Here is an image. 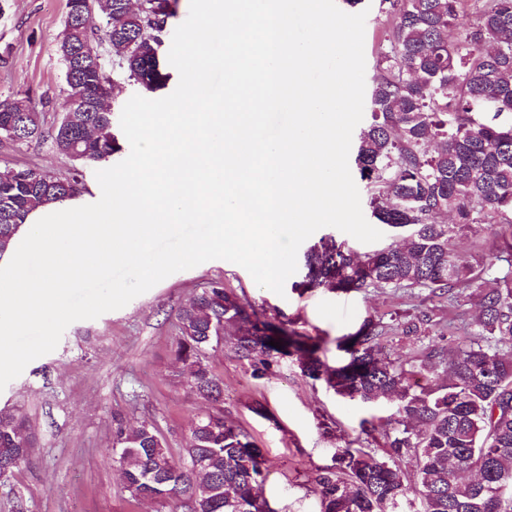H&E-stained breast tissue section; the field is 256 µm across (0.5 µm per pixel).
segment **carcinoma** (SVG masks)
I'll return each instance as SVG.
<instances>
[{
  "label": "carcinoma",
  "mask_w": 512,
  "mask_h": 512,
  "mask_svg": "<svg viewBox=\"0 0 512 512\" xmlns=\"http://www.w3.org/2000/svg\"><path fill=\"white\" fill-rule=\"evenodd\" d=\"M463 0H381L393 18L368 96L369 125L355 163L368 188L372 217L403 244L358 255L331 238L304 253L299 286L329 291L360 288L427 289L448 297L465 336L426 353L420 364L383 355V336H426L428 313L403 321H367L337 347L346 361L330 367L318 342L249 313L238 296L215 281L178 313L176 358L188 383L212 404L192 421L186 448L201 472L180 470L152 425L118 429L125 488L135 498L186 512H258L264 482L262 449L227 424L223 381L207 361L224 329L238 327L234 346L265 376L274 359L295 355L301 372L336 395L377 404L393 399L397 426L385 433L386 457L339 448L334 466L316 478L321 512H404L408 494L419 512H512V0H488L475 24L458 20ZM83 17L65 22L58 54L68 86L67 112L43 128L32 99L3 103L0 137H45L77 163L60 177L29 168L0 170V240L29 211L75 196L82 168L108 162L123 149L100 92L112 81L145 92L171 79L162 57L169 0H92ZM85 43L116 47L112 71L75 52ZM487 234L489 253L461 254L456 241ZM479 313L466 321L467 303ZM276 341L281 348L270 345ZM434 370L433 385L412 390L411 378ZM33 445L24 418L0 417V477L24 461ZM415 458L418 480L404 483L399 460Z\"/></svg>",
  "instance_id": "1"
}]
</instances>
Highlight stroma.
<instances>
[{
    "label": "stroma",
    "instance_id": "stroma-1",
    "mask_svg": "<svg viewBox=\"0 0 512 512\" xmlns=\"http://www.w3.org/2000/svg\"><path fill=\"white\" fill-rule=\"evenodd\" d=\"M365 77L376 74L379 48L392 17L379 0H365ZM66 0H0V102L29 95L43 127L66 108L64 68L57 49ZM29 167L68 175L71 160L48 140H0V168ZM223 281L263 320L286 324L321 342V358L340 363L337 347L367 317L427 311L426 336H390L392 355L419 360L426 346L448 345V302L415 290L363 288L348 293L323 288L284 295L259 287L241 266L215 259L176 272L125 307L72 323L57 348L30 362L0 391V411L24 416L34 435L29 457L0 479V512H165L125 489L119 461L107 458L118 428L147 423L166 438L174 462L189 467L185 448L196 414L210 405L191 391L188 373L174 356L177 315L213 281ZM209 364L224 381V417L247 432L266 458L263 497L270 512H320L315 478L332 466L337 449L352 446L381 457V432H362L365 419L387 420L394 405L370 407L336 395L323 381L305 377L295 358L283 357L262 378L238 358L232 337L210 349ZM266 407L257 415L255 402Z\"/></svg>",
    "mask_w": 512,
    "mask_h": 512
}]
</instances>
